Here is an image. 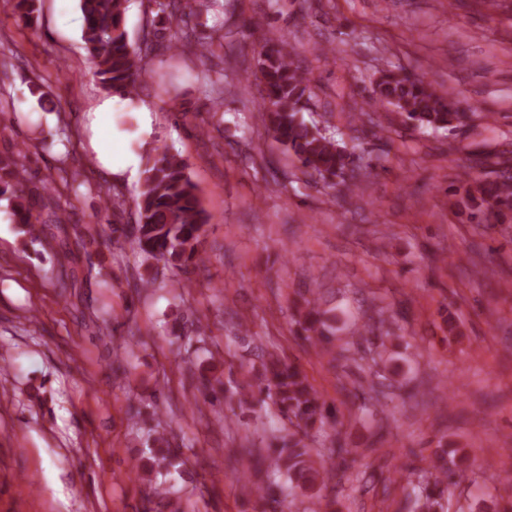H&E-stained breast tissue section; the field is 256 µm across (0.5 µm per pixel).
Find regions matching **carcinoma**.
I'll list each match as a JSON object with an SVG mask.
<instances>
[{"label": "carcinoma", "mask_w": 512, "mask_h": 512, "mask_svg": "<svg viewBox=\"0 0 512 512\" xmlns=\"http://www.w3.org/2000/svg\"><path fill=\"white\" fill-rule=\"evenodd\" d=\"M218 0H148V6L159 20L175 25L179 36L165 40L155 34L133 45L125 25L129 0H79L83 15L81 39L84 48L96 62V76L102 87L116 95L132 98L137 95L141 77L150 58L165 49L193 48L200 56L214 54V37L203 41L197 34L194 19ZM262 122L274 138L300 162L306 172L324 180L341 178L344 195L354 194L360 176L344 178L355 166L351 154L340 145L334 134L307 122L303 112L312 96L309 73L280 49L266 53L260 64ZM393 105L405 120L420 129H452L464 123L468 113L449 109V97L438 94L421 79L393 70L382 73L359 106L357 119L373 123L371 112L381 106ZM26 150L20 148L0 155V197L10 203L12 221L34 236H40L51 224L61 223L53 211L40 221L34 215L37 197L27 185L30 173L25 164ZM494 176L482 178L484 163L477 162L464 172L466 180L475 184L480 205L485 213L512 211V158L501 154L493 162ZM207 215L202 206L197 185L192 181L188 166L178 154L164 148L148 158L137 202V222L131 233L112 229V245L123 249L131 245L144 260L163 261L180 267L185 278L183 286L191 285L189 267L202 262L201 245L206 232ZM295 323L301 338L313 352L336 366L353 363L362 366L366 354L381 356L379 351L364 352L355 343L336 335L335 319L322 308L320 297L312 293L296 306ZM265 374L257 383L245 381L235 387L238 405L250 410L254 401L270 405L276 415L289 421L291 428L283 435L271 438L269 447L248 450L254 464L249 469L253 478L251 493L262 503L263 512H285L293 503L283 497L284 488L300 491L312 505L321 506V491L330 474L329 462L348 452L338 439L322 451H313L306 442L308 431L318 428L337 435L339 412L309 382L306 374L294 362L280 354H265ZM392 387L387 378L377 372L359 384L361 411L368 403L377 402ZM160 396L127 406L128 420L136 424L144 416L159 415ZM182 452L165 433L153 430L134 466L137 479L153 484L144 512H183L179 499L171 488L157 478L181 473ZM468 478V466L458 451L439 444L429 457L428 469H412L404 477L406 512H437L450 487Z\"/></svg>", "instance_id": "obj_1"}]
</instances>
